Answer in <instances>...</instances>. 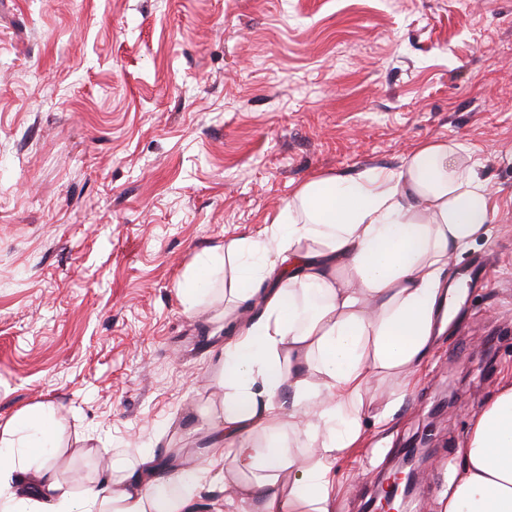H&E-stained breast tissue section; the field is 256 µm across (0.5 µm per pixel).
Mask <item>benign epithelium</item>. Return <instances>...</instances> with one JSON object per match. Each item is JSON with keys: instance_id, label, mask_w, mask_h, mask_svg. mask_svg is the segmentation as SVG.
Wrapping results in <instances>:
<instances>
[{"instance_id": "benign-epithelium-1", "label": "benign epithelium", "mask_w": 512, "mask_h": 512, "mask_svg": "<svg viewBox=\"0 0 512 512\" xmlns=\"http://www.w3.org/2000/svg\"><path fill=\"white\" fill-rule=\"evenodd\" d=\"M430 433L424 431L413 440L412 454L387 478L380 480L373 507L378 512H409L412 492L423 474Z\"/></svg>"}]
</instances>
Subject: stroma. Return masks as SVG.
I'll return each instance as SVG.
<instances>
[{
	"instance_id": "35a3bbf8",
	"label": "stroma",
	"mask_w": 512,
	"mask_h": 512,
	"mask_svg": "<svg viewBox=\"0 0 512 512\" xmlns=\"http://www.w3.org/2000/svg\"><path fill=\"white\" fill-rule=\"evenodd\" d=\"M459 145L500 216L411 385L375 381L343 512L431 427L439 512L471 419L512 376V0H0V427L45 405L64 476L204 455L217 310L178 283L318 173ZM393 414H386L390 400Z\"/></svg>"
}]
</instances>
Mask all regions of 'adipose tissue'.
I'll return each mask as SVG.
<instances>
[{"instance_id":"1","label":"adipose tissue","mask_w":512,"mask_h":512,"mask_svg":"<svg viewBox=\"0 0 512 512\" xmlns=\"http://www.w3.org/2000/svg\"><path fill=\"white\" fill-rule=\"evenodd\" d=\"M497 207L458 146L423 143L396 169L319 174L260 238L225 240L197 273L226 270L221 404L200 473L137 454L74 488L57 462L89 457L31 407L0 428V512H199L223 480L237 512H341L336 466L359 448L374 380L410 383L445 316L451 260ZM441 512H512V379L474 416Z\"/></svg>"}]
</instances>
